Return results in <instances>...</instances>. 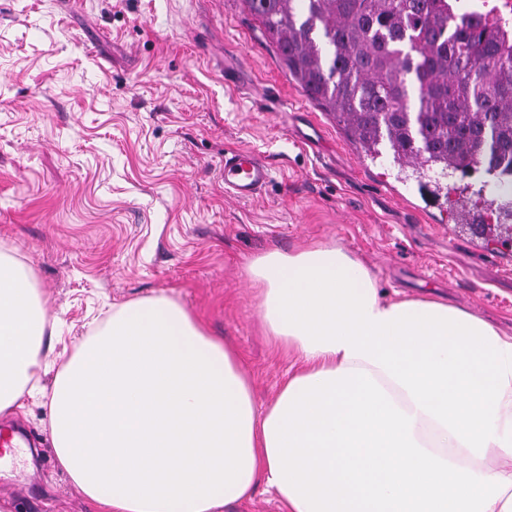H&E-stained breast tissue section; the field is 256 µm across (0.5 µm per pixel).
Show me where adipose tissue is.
<instances>
[{
	"mask_svg": "<svg viewBox=\"0 0 512 512\" xmlns=\"http://www.w3.org/2000/svg\"><path fill=\"white\" fill-rule=\"evenodd\" d=\"M290 369L257 411L243 359L178 299L113 308L45 394L63 472L94 512H512V335L430 297L388 298L314 243L245 265ZM52 332L0 248V416L38 389Z\"/></svg>",
	"mask_w": 512,
	"mask_h": 512,
	"instance_id": "obj_1",
	"label": "adipose tissue"
}]
</instances>
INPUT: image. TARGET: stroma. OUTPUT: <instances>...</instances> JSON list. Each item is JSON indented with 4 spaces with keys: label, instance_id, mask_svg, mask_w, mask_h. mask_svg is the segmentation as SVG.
Wrapping results in <instances>:
<instances>
[{
    "label": "stroma",
    "instance_id": "stroma-1",
    "mask_svg": "<svg viewBox=\"0 0 512 512\" xmlns=\"http://www.w3.org/2000/svg\"><path fill=\"white\" fill-rule=\"evenodd\" d=\"M271 167L224 189L226 153ZM434 183L364 160L292 81L241 0H0V245L30 266L67 358L128 301L168 294L237 345L255 405L289 362L247 260L333 243L383 291L448 300L512 334V253L453 224ZM26 443L0 476L12 512H88L41 398L0 418ZM270 181V167L250 149L224 156V188L238 200H251Z\"/></svg>",
    "mask_w": 512,
    "mask_h": 512
}]
</instances>
